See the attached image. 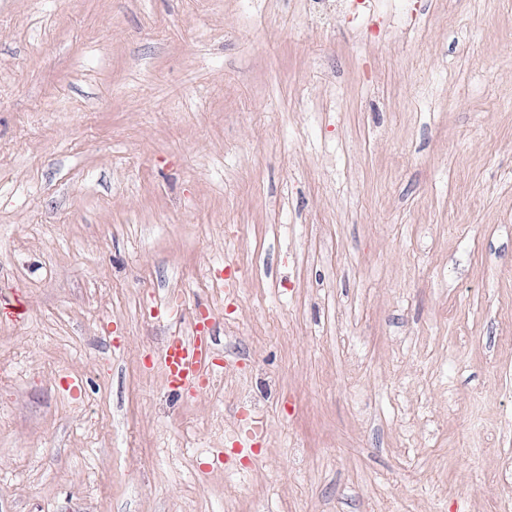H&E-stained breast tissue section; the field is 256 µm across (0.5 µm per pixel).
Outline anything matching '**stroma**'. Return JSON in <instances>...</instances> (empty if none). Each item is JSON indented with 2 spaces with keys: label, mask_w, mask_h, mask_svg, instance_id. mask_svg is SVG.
Masks as SVG:
<instances>
[{
  "label": "stroma",
  "mask_w": 512,
  "mask_h": 512,
  "mask_svg": "<svg viewBox=\"0 0 512 512\" xmlns=\"http://www.w3.org/2000/svg\"><path fill=\"white\" fill-rule=\"evenodd\" d=\"M17 299L0 512L512 501V0H0ZM211 353L208 340L194 332L190 336L169 339L162 353L168 386L178 392H190L208 365Z\"/></svg>",
  "instance_id": "obj_1"
}]
</instances>
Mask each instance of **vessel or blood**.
I'll list each match as a JSON object with an SVG mask.
<instances>
[{"mask_svg": "<svg viewBox=\"0 0 512 512\" xmlns=\"http://www.w3.org/2000/svg\"><path fill=\"white\" fill-rule=\"evenodd\" d=\"M210 357L211 345L205 337L193 334L169 339L162 353L169 387L178 392H190L195 388Z\"/></svg>", "mask_w": 512, "mask_h": 512, "instance_id": "vessel-or-blood-1", "label": "vessel or blood"}]
</instances>
